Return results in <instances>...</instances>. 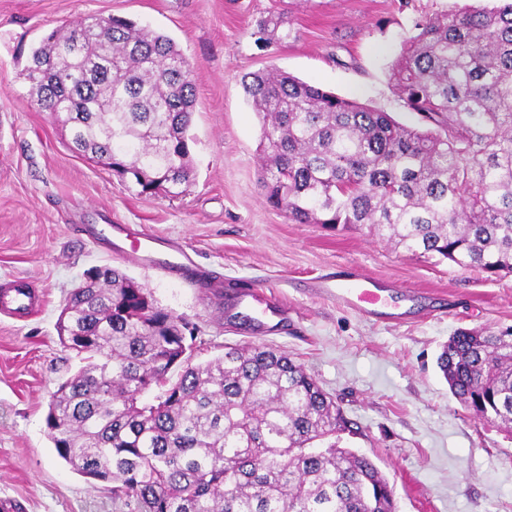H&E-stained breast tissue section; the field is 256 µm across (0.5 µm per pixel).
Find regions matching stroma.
Returning <instances> with one entry per match:
<instances>
[{
  "label": "stroma",
  "instance_id": "1",
  "mask_svg": "<svg viewBox=\"0 0 512 512\" xmlns=\"http://www.w3.org/2000/svg\"><path fill=\"white\" fill-rule=\"evenodd\" d=\"M473 0H0V291L26 285L29 315L0 311V493L27 512H133L110 483L75 473L47 437L45 416L79 360L57 320L86 270L110 266L148 288L187 324L191 363L251 343L288 354L332 395L394 489L397 512H512V437L466 412L436 366L459 328L512 329V274L488 278L414 256L367 231L298 224L268 206L259 179L260 123L241 85L277 67L389 112L414 127L390 79L415 17ZM102 13L171 37L195 67L185 195L138 197L73 150L23 78L29 51L57 22ZM284 17L283 42H258L256 22ZM182 251L168 274L116 251L112 227ZM357 269L391 282L390 299L419 293L402 320L381 322L336 304L319 282ZM279 305L264 332L229 311L239 289Z\"/></svg>",
  "mask_w": 512,
  "mask_h": 512
}]
</instances>
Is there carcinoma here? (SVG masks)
I'll use <instances>...</instances> for the list:
<instances>
[{"label": "carcinoma", "mask_w": 512, "mask_h": 512, "mask_svg": "<svg viewBox=\"0 0 512 512\" xmlns=\"http://www.w3.org/2000/svg\"><path fill=\"white\" fill-rule=\"evenodd\" d=\"M257 34L291 31L270 16ZM27 79L74 148L112 161L137 195L185 191L196 93L169 36L114 15L63 21L32 49ZM391 79L432 127L277 68L243 76L266 201L300 224L366 225L413 255L512 273V0L418 15ZM129 281L103 267L61 309L60 341L82 366L45 418L58 458L113 483L135 512H396L388 479L343 446L347 422L304 366L255 345L192 365L186 323ZM436 363L465 410L512 434L511 329H458Z\"/></svg>", "instance_id": "1"}]
</instances>
